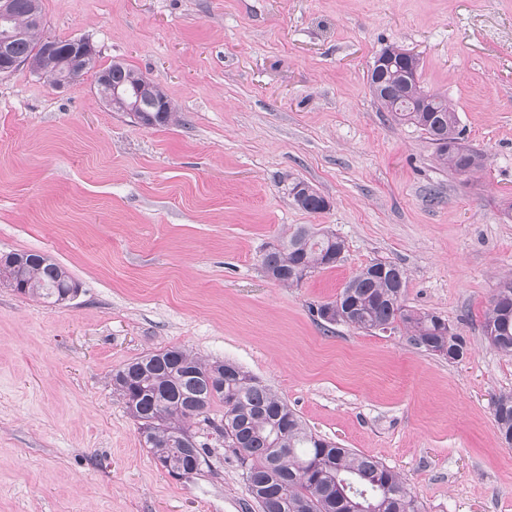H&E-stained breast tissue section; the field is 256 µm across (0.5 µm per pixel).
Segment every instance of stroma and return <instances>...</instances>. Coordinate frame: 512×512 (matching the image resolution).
Returning <instances> with one entry per match:
<instances>
[{
  "mask_svg": "<svg viewBox=\"0 0 512 512\" xmlns=\"http://www.w3.org/2000/svg\"><path fill=\"white\" fill-rule=\"evenodd\" d=\"M44 31L89 38L160 84L178 120L147 127L95 72L57 88L0 73V254L68 269L54 306L0 283V512H260L231 449L171 477L112 391L113 369L187 349L266 382L315 434L400 474L425 512H512V446L491 400L512 357L482 332L512 279V0H41ZM419 57L484 170L439 167L425 134L380 111L367 72ZM331 203L293 205L292 180ZM303 224L345 241L287 287L261 256ZM405 272L404 301L468 342L448 362L400 332L327 325L360 268Z\"/></svg>",
  "mask_w": 512,
  "mask_h": 512,
  "instance_id": "1",
  "label": "stroma"
}]
</instances>
